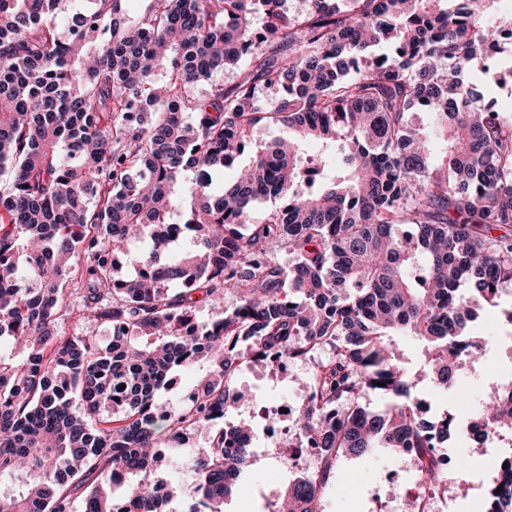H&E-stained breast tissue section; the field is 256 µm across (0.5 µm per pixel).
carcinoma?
I'll return each instance as SVG.
<instances>
[{
    "label": "carcinoma",
    "instance_id": "carcinoma-1",
    "mask_svg": "<svg viewBox=\"0 0 512 512\" xmlns=\"http://www.w3.org/2000/svg\"><path fill=\"white\" fill-rule=\"evenodd\" d=\"M288 2L149 0L130 21L124 0H0V512H225L272 421L259 403L224 422L254 402L240 365L324 346L295 413L324 465L274 512H320L353 457L410 453L436 493L440 449L484 444L449 410L423 419L416 388L456 386L496 342L468 323L512 290V113L471 81L512 19L500 0ZM417 106L427 123L410 126ZM260 124L288 138L220 183ZM310 142L342 162L307 190ZM173 216L184 242L163 234ZM75 311L121 334H59ZM197 366L190 395L166 396ZM475 418L512 427V390ZM201 431L208 447H185ZM473 512H512V480L492 477Z\"/></svg>",
    "mask_w": 512,
    "mask_h": 512
}]
</instances>
